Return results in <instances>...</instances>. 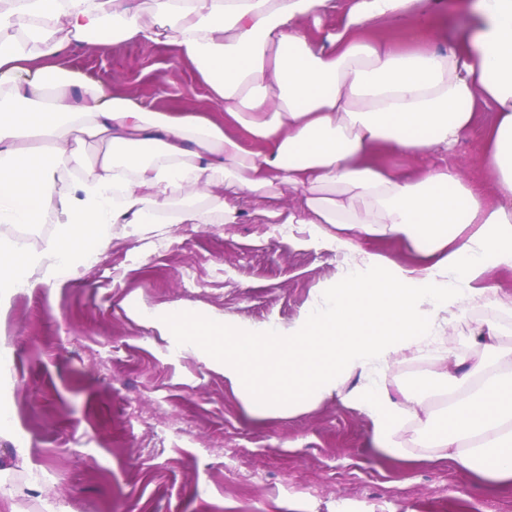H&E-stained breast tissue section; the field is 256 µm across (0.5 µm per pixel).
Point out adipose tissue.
I'll use <instances>...</instances> for the list:
<instances>
[{
  "instance_id": "1",
  "label": "adipose tissue",
  "mask_w": 512,
  "mask_h": 512,
  "mask_svg": "<svg viewBox=\"0 0 512 512\" xmlns=\"http://www.w3.org/2000/svg\"><path fill=\"white\" fill-rule=\"evenodd\" d=\"M152 3L147 22L142 0H0V230L55 227L37 250L0 243V288L90 265L83 239L105 247L116 225L231 224L238 201L256 198L272 223L303 225L361 265L295 324L218 325L170 306L168 335L192 346L219 332L209 350L251 417L310 409L356 375L352 402L378 450L512 482V349L500 324L478 325L482 360L430 349L465 300L497 296L491 269L512 270V0H475L479 32L443 52L361 37L379 21L424 31L439 0ZM116 41L172 47L213 111L160 112L52 64L71 44ZM488 100L497 112L480 129ZM75 129L108 151L90 160L68 148ZM476 129L491 193L463 182L451 155ZM274 186L292 208L275 205ZM364 239L408 243L416 263L362 252ZM370 266L390 273L368 276ZM426 356L448 390L438 413L380 383L394 360ZM410 427L411 449L400 441Z\"/></svg>"
}]
</instances>
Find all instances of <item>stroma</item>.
Here are the masks:
<instances>
[{"label": "stroma", "instance_id": "35a3bbf8", "mask_svg": "<svg viewBox=\"0 0 512 512\" xmlns=\"http://www.w3.org/2000/svg\"><path fill=\"white\" fill-rule=\"evenodd\" d=\"M415 39L381 22L365 41L410 51L448 45L476 26L468 0ZM59 68L109 82L115 93L166 111L212 105L195 68L172 47L137 41L71 48ZM246 199L233 224H175L164 235L116 225L95 260L0 296V399L12 409L0 439V512H512V487L448 460L425 466L372 445L367 414L338 399L255 421L223 366L184 348L138 308L172 305L228 323L292 325L354 260L301 229L267 223ZM512 320L473 298L441 329L472 356L478 322ZM429 360L394 362L391 395L425 385L444 404ZM25 458H17L16 448Z\"/></svg>", "mask_w": 512, "mask_h": 512}]
</instances>
